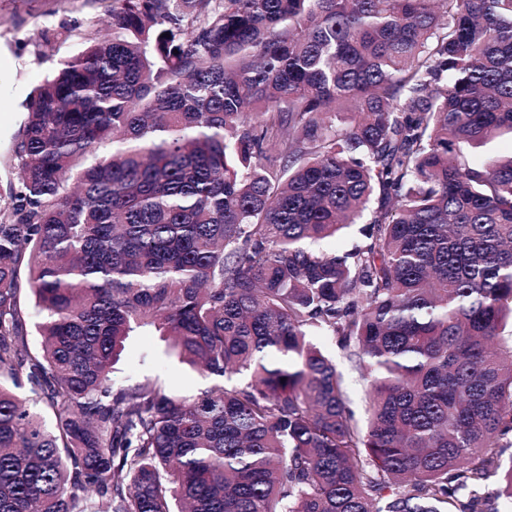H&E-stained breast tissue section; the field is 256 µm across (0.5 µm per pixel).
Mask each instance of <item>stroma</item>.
I'll list each match as a JSON object with an SVG mask.
<instances>
[{"instance_id":"1","label":"stroma","mask_w":512,"mask_h":512,"mask_svg":"<svg viewBox=\"0 0 512 512\" xmlns=\"http://www.w3.org/2000/svg\"><path fill=\"white\" fill-rule=\"evenodd\" d=\"M104 0H0V155L9 150L24 118L29 94L52 74L57 62L78 53L87 38L106 32ZM146 378L195 395L211 378L187 369L165 352L150 332L132 336L112 374L114 387Z\"/></svg>"}]
</instances>
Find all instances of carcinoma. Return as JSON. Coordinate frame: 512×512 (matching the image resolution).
Listing matches in <instances>:
<instances>
[{"label": "carcinoma", "mask_w": 512, "mask_h": 512, "mask_svg": "<svg viewBox=\"0 0 512 512\" xmlns=\"http://www.w3.org/2000/svg\"><path fill=\"white\" fill-rule=\"evenodd\" d=\"M503 135L512 0H112L9 158L0 512L512 503V155L458 152ZM143 329L227 383L114 388ZM371 221V214L368 212L364 216L361 224H355L350 229H348L345 234L336 239L334 242L326 243L321 245V249L327 250H340V251H348L353 249L355 246H363L369 242L366 237V228Z\"/></svg>", "instance_id": "1"}]
</instances>
